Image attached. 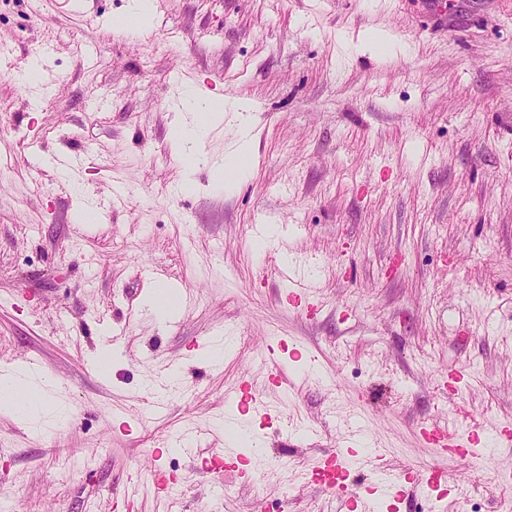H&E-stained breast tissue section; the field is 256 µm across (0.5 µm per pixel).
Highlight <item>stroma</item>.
<instances>
[{"mask_svg":"<svg viewBox=\"0 0 512 512\" xmlns=\"http://www.w3.org/2000/svg\"><path fill=\"white\" fill-rule=\"evenodd\" d=\"M185 87L253 107L254 160L231 182V121L197 138L192 173L172 151ZM284 268L310 286L300 303ZM161 281L181 291L164 321L146 304ZM273 336L301 350L278 388ZM1 368L54 379L64 410L48 426L0 411V512H373L379 476L428 467L446 497L411 512H499L512 0H150L144 16L0 0ZM244 379L272 419L236 420ZM349 419L378 451L352 468L351 503L309 481ZM433 426L486 435L484 459L441 452ZM202 431L194 453L174 447ZM236 433L261 444L250 481L207 469Z\"/></svg>","mask_w":512,"mask_h":512,"instance_id":"1","label":"stroma"}]
</instances>
